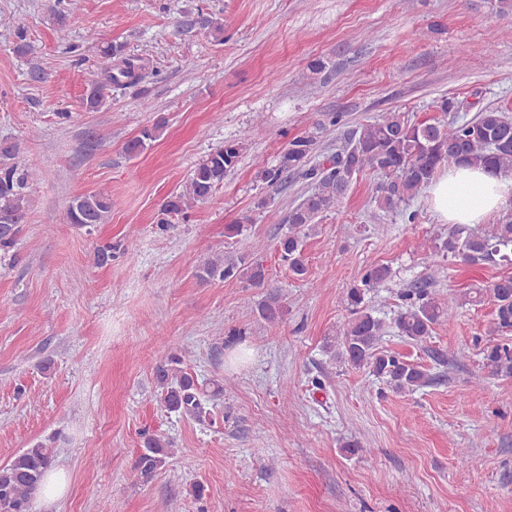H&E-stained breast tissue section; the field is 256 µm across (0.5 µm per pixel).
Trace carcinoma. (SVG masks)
<instances>
[{"label": "carcinoma", "instance_id": "carcinoma-1", "mask_svg": "<svg viewBox=\"0 0 512 512\" xmlns=\"http://www.w3.org/2000/svg\"><path fill=\"white\" fill-rule=\"evenodd\" d=\"M194 24L209 31L221 42L223 20L202 12ZM104 68L87 81L82 108L98 112L107 103L106 89L123 88L147 77L149 63L141 57L124 56V45L109 44L101 48ZM117 63H112V60ZM441 116L420 121L404 113H381L375 120L344 131L343 146L336 153H317L320 134L342 122L337 112H325L313 123L312 129L288 140L277 163L263 169L260 178L269 186L284 181V175L299 174L309 180L313 191L288 212V234L280 238L278 249L288 269L295 276L306 273L304 246L318 218L346 198L354 180L371 170L381 176L375 202L379 210L401 218L405 224L416 221L418 213L407 205L444 167L476 166L501 176L512 174V110L508 107H487L471 119L455 115L458 101L443 97L437 102ZM165 123L156 121L141 130L140 136L126 146L128 154H138L158 140ZM244 142L231 141L211 152L195 168L183 189L170 196L161 206L159 223L169 224L176 216L188 219V210L208 199L224 177L239 161ZM19 145L0 147V225H13L12 233L0 232V252L15 246L31 207L29 179L37 175L31 164L17 162ZM112 198L98 190L75 196L69 203L66 217L69 223L93 227L109 223ZM428 259H461L465 262L494 261L512 263V208L502 210L488 234L472 233L457 227L448 237L428 245ZM199 280L242 279L255 288H265V296L257 304L259 317L271 326L283 322L288 312L283 294L269 287L267 273L260 259L245 256L229 257L217 254L201 264ZM390 278L384 265H369L359 283L346 290L345 302L349 319L326 338V348L336 359L354 369L367 368L395 392H410L425 386L429 374L422 365L378 347L386 327L404 341L422 346L436 326L449 321L452 305L444 296L420 285L397 289L401 300L397 314L390 323L374 314L365 296ZM462 303L493 304L490 336L512 332V277H504L486 288H469L459 295ZM485 366L494 376L512 377V346L496 343L484 349ZM182 359L168 354L155 369L160 388V403L168 411L195 416L203 411L200 384L197 377L181 367ZM172 455V442L162 436H150L144 441L135 462V469L148 476L165 466ZM54 460L50 445L36 442L9 463L0 466V512H29L32 497L41 488L44 477Z\"/></svg>", "mask_w": 512, "mask_h": 512}]
</instances>
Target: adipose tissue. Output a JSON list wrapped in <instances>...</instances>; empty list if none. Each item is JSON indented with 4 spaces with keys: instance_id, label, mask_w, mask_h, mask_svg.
<instances>
[{
    "instance_id": "ef3b65f1",
    "label": "adipose tissue",
    "mask_w": 512,
    "mask_h": 512,
    "mask_svg": "<svg viewBox=\"0 0 512 512\" xmlns=\"http://www.w3.org/2000/svg\"><path fill=\"white\" fill-rule=\"evenodd\" d=\"M426 201L448 224H481L512 203V179L483 169L457 166L438 174L425 190Z\"/></svg>"
}]
</instances>
